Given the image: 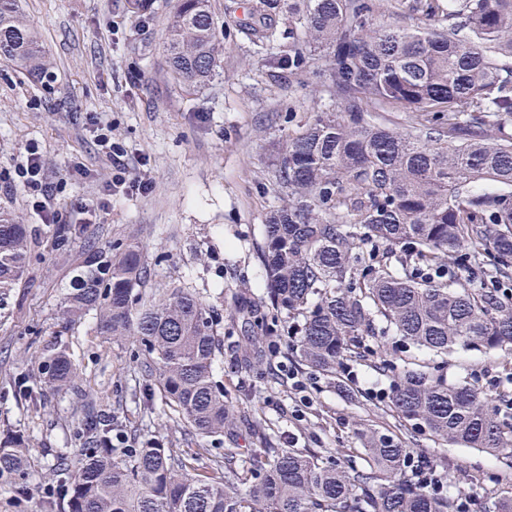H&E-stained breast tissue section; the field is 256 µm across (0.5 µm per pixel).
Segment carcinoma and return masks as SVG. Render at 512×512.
Returning a JSON list of instances; mask_svg holds the SVG:
<instances>
[{
    "instance_id": "1",
    "label": "carcinoma",
    "mask_w": 512,
    "mask_h": 512,
    "mask_svg": "<svg viewBox=\"0 0 512 512\" xmlns=\"http://www.w3.org/2000/svg\"><path fill=\"white\" fill-rule=\"evenodd\" d=\"M411 10L436 26L384 24L375 0H251L247 35L264 49L263 66L313 76L333 105L278 153L285 197L266 219L261 253L269 307L249 311L246 358L279 335L271 311L292 320L296 359L330 375L345 360L393 369L363 342L378 321L439 358L458 347L512 351V0H412ZM0 56L32 76L51 67L20 0H0ZM162 56L189 92L218 75L224 37L210 0H179ZM395 108L415 113L416 126L397 132L372 115ZM485 256L499 288L482 284ZM30 259L29 225L0 212V290L19 284ZM145 273L133 246L83 248L60 332L95 312L101 335L138 342L145 376L175 419L222 436L235 414L215 374L214 311L188 288L147 297ZM79 380L65 348L45 346L39 381L60 392ZM390 409L399 426L439 441L494 455L512 448L496 405L428 365L403 367ZM85 435V447L61 459L72 481L35 512H458L455 499L401 474L413 449L368 424L359 429L363 468L268 445L238 469L228 455L203 465L200 453L152 434L122 446L110 418L87 421ZM30 458L25 442H1L0 487L27 480Z\"/></svg>"
}]
</instances>
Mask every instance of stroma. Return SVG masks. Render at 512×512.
Returning <instances> with one entry per match:
<instances>
[{
  "label": "stroma",
  "mask_w": 512,
  "mask_h": 512,
  "mask_svg": "<svg viewBox=\"0 0 512 512\" xmlns=\"http://www.w3.org/2000/svg\"><path fill=\"white\" fill-rule=\"evenodd\" d=\"M212 4L224 29L223 73L194 94L183 93L161 65L176 0H153L147 18L131 14L125 0H22L54 63L52 77L33 80L0 57V211L29 225L36 239L21 303L0 305V436L19 434L31 449L30 502L45 485H56L59 459L83 447V420L92 414L118 413L128 434H158L171 448H208L217 456L234 448L245 460L249 449L269 442L326 450L360 467L366 456L356 424L395 425L386 402L372 396L391 389L394 372L359 363L353 384L341 373L312 372L292 357L278 363L266 349L257 354V367L240 363L250 330L234 300L267 295L261 248L266 218L281 197L277 149L308 120L314 104L330 99L262 66L243 31L248 0ZM96 119L111 124L124 144L127 178L150 188H119L106 208L86 214L83 206L102 198L114 172L95 142ZM33 144L44 157L46 182L60 185V207L78 229L61 248L55 225L42 223L26 196L9 186L10 173ZM89 240L102 250L117 240L136 246L148 271L143 292L179 285L219 314L217 375L238 412L233 429L218 437L189 434L161 404L141 416L136 402L148 379L138 346L100 336L95 315L58 334L63 289ZM55 341L66 347L81 380L63 392L38 387L36 402L25 401L15 382L37 378L42 349ZM442 373L496 404L512 396V356L498 351H457ZM304 395L310 406L301 405ZM404 439L415 454L447 459L454 475L448 494L465 500L469 512H493L497 497L512 490V468L501 456L441 444L420 428Z\"/></svg>",
  "instance_id": "stroma-1"
}]
</instances>
